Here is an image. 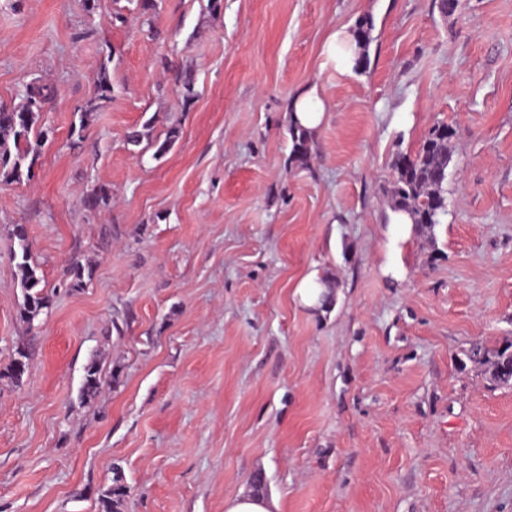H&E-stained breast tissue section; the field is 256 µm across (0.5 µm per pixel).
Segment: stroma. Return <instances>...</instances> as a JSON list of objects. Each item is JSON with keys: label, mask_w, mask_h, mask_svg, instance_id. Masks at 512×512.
Segmentation results:
<instances>
[{"label": "stroma", "mask_w": 512, "mask_h": 512, "mask_svg": "<svg viewBox=\"0 0 512 512\" xmlns=\"http://www.w3.org/2000/svg\"><path fill=\"white\" fill-rule=\"evenodd\" d=\"M439 3L158 0L148 27L127 0H0V104L56 90L33 178L0 182V368L30 353L0 380V512H98L117 475L122 512H224L253 487L279 512H512V382L467 358L512 342V0ZM365 17L368 66L326 63ZM103 64L115 96L73 138ZM313 89L300 168L289 105ZM439 121L448 214L393 228V159ZM146 122L180 129L161 159L126 144ZM18 224L50 297L31 325ZM313 273L329 306L295 294ZM289 134L292 142V163L301 167L307 166L312 154L311 133L300 127H290ZM102 387L100 370L94 360H92L84 370L82 385L80 387V396L84 401L94 399Z\"/></svg>", "instance_id": "35a3bbf8"}]
</instances>
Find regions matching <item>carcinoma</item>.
I'll return each instance as SVG.
<instances>
[{
	"instance_id": "1",
	"label": "carcinoma",
	"mask_w": 512,
	"mask_h": 512,
	"mask_svg": "<svg viewBox=\"0 0 512 512\" xmlns=\"http://www.w3.org/2000/svg\"><path fill=\"white\" fill-rule=\"evenodd\" d=\"M133 4L132 11L143 17V23L151 24V17L157 9V0H128ZM372 23L361 22L356 35L361 53L355 60L354 68L362 69L369 63L368 47L372 41ZM175 85L181 90L183 103L191 102L195 97L194 75L189 69L173 71ZM113 85L110 71L102 66L97 75L96 93L82 109L78 131H83L90 116L112 101ZM56 94L53 87L31 82L25 87L22 101L14 106L0 105V179L6 182H18L23 177H31L32 169L41 147L44 133L35 130L44 106ZM35 140H30L31 134ZM292 142L291 161L304 167L309 164L312 154L311 134L300 127L289 128ZM456 134L455 129L437 123L421 141L418 148L409 153H399L392 162L394 180L390 189V208L394 211H406L411 214L417 229L434 228L448 215L446 182L450 162L449 143ZM179 137L177 127L170 128L162 140L154 139L149 144L155 147L153 157L162 158L167 154ZM112 191L100 185L85 199V205L97 210L109 205ZM13 260L22 288L24 301L20 309V318L28 326L48 308L49 296L40 288L41 278L37 266L31 263L29 244L25 229L15 225L12 230ZM468 359L485 368L491 379L499 383L512 381V343L489 349L481 344L473 345L467 352ZM29 354L18 350L11 358L9 366L1 370L0 380L8 379L17 385L21 382L27 368ZM102 387L99 367L90 362L84 370L80 396L85 401L94 399ZM127 487L122 478L115 477L112 484L99 497V512H121Z\"/></svg>"
}]
</instances>
